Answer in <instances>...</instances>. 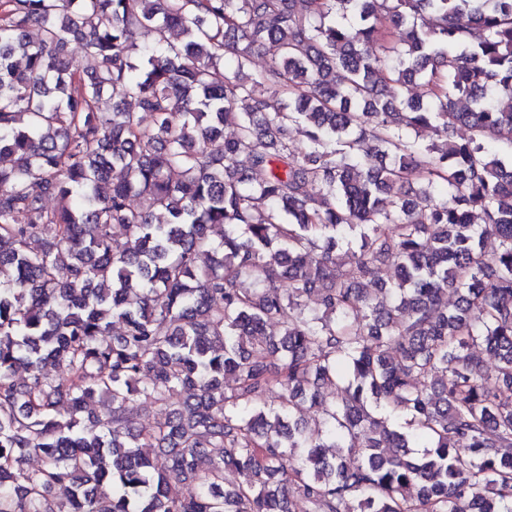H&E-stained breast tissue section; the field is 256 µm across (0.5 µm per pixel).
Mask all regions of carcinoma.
<instances>
[{
    "label": "carcinoma",
    "instance_id": "carcinoma-1",
    "mask_svg": "<svg viewBox=\"0 0 512 512\" xmlns=\"http://www.w3.org/2000/svg\"><path fill=\"white\" fill-rule=\"evenodd\" d=\"M0 156V512H512V0H0ZM162 407L144 403L141 400L130 401L126 406L127 417L130 422L140 428H148L160 417Z\"/></svg>",
    "mask_w": 512,
    "mask_h": 512
}]
</instances>
